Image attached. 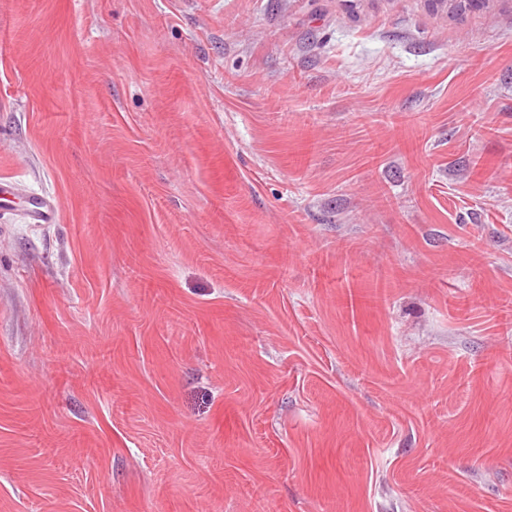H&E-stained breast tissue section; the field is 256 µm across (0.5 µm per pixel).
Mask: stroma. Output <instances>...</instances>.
<instances>
[{
  "label": "stroma",
  "instance_id": "1",
  "mask_svg": "<svg viewBox=\"0 0 512 512\" xmlns=\"http://www.w3.org/2000/svg\"><path fill=\"white\" fill-rule=\"evenodd\" d=\"M4 178L0 512H512V0H0Z\"/></svg>",
  "mask_w": 512,
  "mask_h": 512
}]
</instances>
